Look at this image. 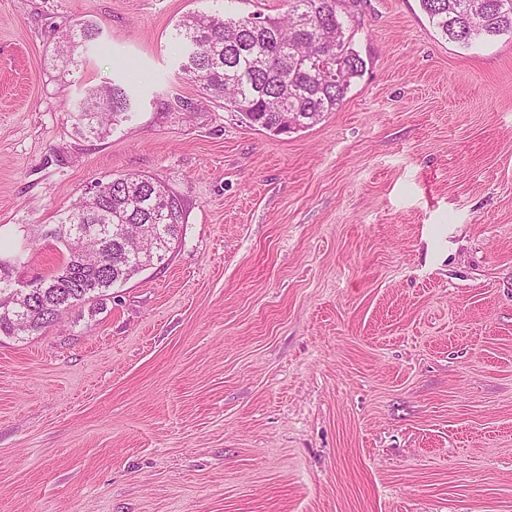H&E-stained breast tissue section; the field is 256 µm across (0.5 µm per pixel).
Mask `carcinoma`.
<instances>
[{"instance_id": "carcinoma-1", "label": "carcinoma", "mask_w": 512, "mask_h": 512, "mask_svg": "<svg viewBox=\"0 0 512 512\" xmlns=\"http://www.w3.org/2000/svg\"><path fill=\"white\" fill-rule=\"evenodd\" d=\"M277 17L191 12L176 24L183 70L201 90L271 131L318 124L343 104L366 67L352 44L344 0H286ZM445 39L469 45L512 36V0H419ZM125 87L91 88L73 113L82 136L103 139L133 116ZM183 200L159 178L125 174L98 181L60 214L51 230L63 263L19 288L0 263V335L25 336L56 326L82 304L95 305L154 265L181 239Z\"/></svg>"}]
</instances>
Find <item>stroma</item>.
I'll return each instance as SVG.
<instances>
[{
	"label": "stroma",
	"mask_w": 512,
	"mask_h": 512,
	"mask_svg": "<svg viewBox=\"0 0 512 512\" xmlns=\"http://www.w3.org/2000/svg\"><path fill=\"white\" fill-rule=\"evenodd\" d=\"M346 3L364 72L275 135L188 79L173 33L284 0H0L14 281L62 263L49 231L96 181L153 175L187 211L167 264L0 336V512H512V38ZM104 83L135 114L82 137Z\"/></svg>",
	"instance_id": "stroma-1"
}]
</instances>
